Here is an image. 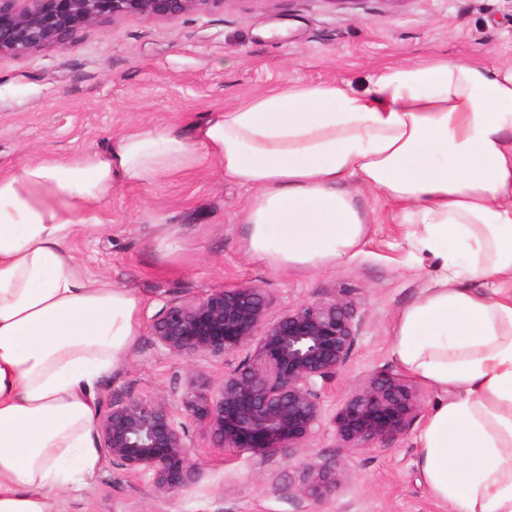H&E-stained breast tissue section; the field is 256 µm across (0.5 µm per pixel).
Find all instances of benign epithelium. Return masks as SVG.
<instances>
[{"label": "benign epithelium", "mask_w": 512, "mask_h": 512, "mask_svg": "<svg viewBox=\"0 0 512 512\" xmlns=\"http://www.w3.org/2000/svg\"><path fill=\"white\" fill-rule=\"evenodd\" d=\"M227 2L0 0V56L63 50L78 29L108 17L167 19ZM270 305L264 289L249 283L166 301L149 322L160 350L189 363L245 356L216 383L190 375L176 411L164 402L112 400L95 420L99 447L130 474L148 478L158 493H173L199 476L187 427L192 422L222 452L260 459L286 449L302 453L295 491L326 501L346 472L309 453L317 428L329 426L341 448H369L403 435L422 404L407 380L383 374L326 414L322 395L357 341L352 304L344 298L320 299L276 317Z\"/></svg>", "instance_id": "7a95c632"}]
</instances>
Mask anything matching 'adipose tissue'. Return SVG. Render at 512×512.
Wrapping results in <instances>:
<instances>
[{
    "label": "adipose tissue",
    "mask_w": 512,
    "mask_h": 512,
    "mask_svg": "<svg viewBox=\"0 0 512 512\" xmlns=\"http://www.w3.org/2000/svg\"><path fill=\"white\" fill-rule=\"evenodd\" d=\"M207 163L250 191L244 248L274 269L355 256L378 221L367 191L440 259L391 324L393 361L435 395L416 465L452 512H512V66L445 55L0 173V512H53L94 475L97 394L140 332L138 297L86 278L70 240L99 227L114 187Z\"/></svg>",
    "instance_id": "ef3b65f1"
}]
</instances>
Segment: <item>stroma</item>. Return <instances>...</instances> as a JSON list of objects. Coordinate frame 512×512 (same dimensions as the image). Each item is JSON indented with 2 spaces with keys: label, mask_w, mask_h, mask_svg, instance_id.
<instances>
[{
  "label": "stroma",
  "mask_w": 512,
  "mask_h": 512,
  "mask_svg": "<svg viewBox=\"0 0 512 512\" xmlns=\"http://www.w3.org/2000/svg\"><path fill=\"white\" fill-rule=\"evenodd\" d=\"M432 53L512 65V0H228L225 7L169 19L105 18L76 32L65 50L0 57V172L40 156L75 158L135 124H185L200 114L288 81L354 82L378 64ZM247 192L203 166L160 184L114 190L101 226L70 249L94 280L133 290L141 331L97 400L147 398L176 404L184 360L160 353L147 325L167 299H191L251 283L272 314L336 296L351 301L358 340L323 395L334 410L373 376L396 373L390 325L434 277L438 258L404 239L383 201L364 195L380 222L362 250L336 267L279 271L244 249ZM161 218L155 226L144 213ZM177 243L167 250L163 234ZM413 422L398 439L356 451L320 427L311 452L346 464L349 476L323 504L297 496L299 455L261 460L214 448L189 425L195 483L157 493L103 459L80 492L62 493L55 512H449L427 492L415 465Z\"/></svg>",
  "instance_id": "1"
}]
</instances>
